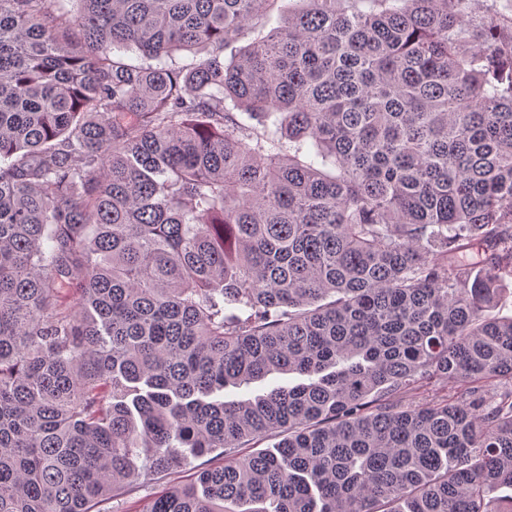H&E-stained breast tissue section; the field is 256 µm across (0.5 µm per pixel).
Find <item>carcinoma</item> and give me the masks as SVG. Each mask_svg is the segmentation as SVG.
<instances>
[{"label": "carcinoma", "instance_id": "cac0c4a2", "mask_svg": "<svg viewBox=\"0 0 512 512\" xmlns=\"http://www.w3.org/2000/svg\"><path fill=\"white\" fill-rule=\"evenodd\" d=\"M277 2L0 0V512H512V33ZM304 380L303 377L290 374V375H275L271 376L268 379L252 384L247 389H235V388H227L224 390V393H217L216 396L219 398L224 397V401H233L238 400L246 395L254 396L256 394H262L267 391L269 388L276 385H289L293 386L298 384ZM456 388L455 385L450 381H439L436 383H432L426 387H423L416 391L412 396H406L403 400V403L407 404L408 402L413 403H425L430 401L436 393L438 395H447L448 399L456 396ZM216 455L194 456L186 452L182 466L175 473L141 478L130 486L127 494L99 500L93 512H141L167 485L190 483L199 472L223 464L224 457Z\"/></svg>", "mask_w": 512, "mask_h": 512}]
</instances>
